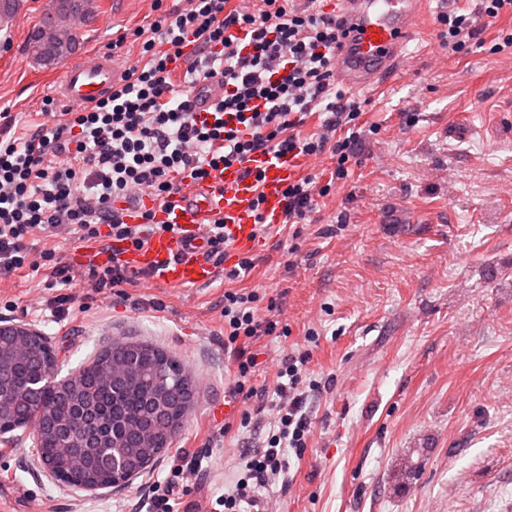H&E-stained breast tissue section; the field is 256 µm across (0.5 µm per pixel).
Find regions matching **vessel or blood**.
Segmentation results:
<instances>
[{
    "mask_svg": "<svg viewBox=\"0 0 512 512\" xmlns=\"http://www.w3.org/2000/svg\"><path fill=\"white\" fill-rule=\"evenodd\" d=\"M341 2L347 35L336 51V76L352 88H379L394 70L428 0ZM122 73L111 54H86L68 67L56 97L68 108L88 105L106 97ZM223 95L224 85L216 80L194 92L200 119L209 118ZM299 170L294 156L259 151L245 164L221 168L202 184L184 186L171 207L156 210L157 222L178 225L179 234L152 235L142 249L124 253L125 264L170 288L209 283L217 273L218 259L204 236L205 225L223 223L234 253L252 251L257 217L269 224L281 223L283 191Z\"/></svg>",
    "mask_w": 512,
    "mask_h": 512,
    "instance_id": "b4317fda",
    "label": "vessel or blood"
}]
</instances>
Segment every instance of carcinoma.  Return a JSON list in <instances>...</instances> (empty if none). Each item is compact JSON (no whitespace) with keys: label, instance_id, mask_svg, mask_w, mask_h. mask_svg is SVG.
Wrapping results in <instances>:
<instances>
[{"label":"carcinoma","instance_id":"cac0c4a2","mask_svg":"<svg viewBox=\"0 0 512 512\" xmlns=\"http://www.w3.org/2000/svg\"><path fill=\"white\" fill-rule=\"evenodd\" d=\"M71 8L89 17L93 0H53L31 35L30 50L44 65H53L72 55L77 38L65 44L46 37ZM28 356L16 358V341L0 342V378L7 383L0 402L7 428H32L36 448L54 476L83 488L114 485L112 439L123 444V473L130 479L144 471L142 463L156 458L172 443L176 429L156 419L163 404L174 415L196 394L192 377L171 376L168 390L161 389L157 374L171 371L174 359L162 350L140 343L136 351L127 341H114L68 377L70 386L51 380L56 364L52 350L40 336L25 337Z\"/></svg>","mask_w":512,"mask_h":512}]
</instances>
